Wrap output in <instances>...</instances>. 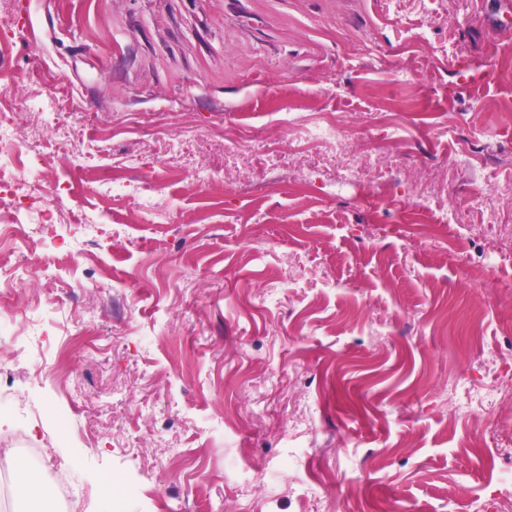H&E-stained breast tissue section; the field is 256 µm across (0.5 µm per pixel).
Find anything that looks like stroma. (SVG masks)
<instances>
[{"label": "stroma", "mask_w": 512, "mask_h": 512, "mask_svg": "<svg viewBox=\"0 0 512 512\" xmlns=\"http://www.w3.org/2000/svg\"><path fill=\"white\" fill-rule=\"evenodd\" d=\"M0 42L73 212L0 242V448L82 512H512V0H0ZM306 141L317 145H336V149L345 148V136L340 134L334 123H323L303 130Z\"/></svg>", "instance_id": "35a3bbf8"}]
</instances>
